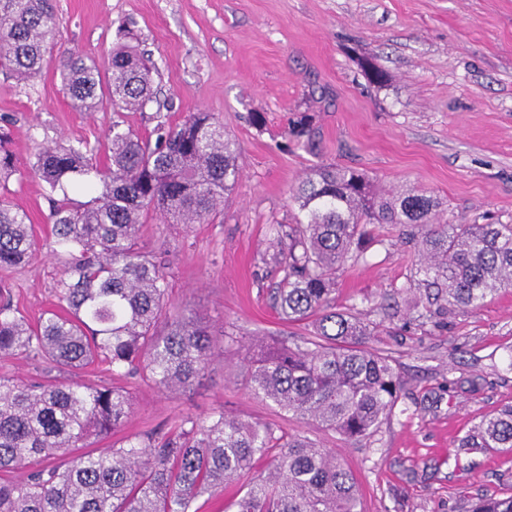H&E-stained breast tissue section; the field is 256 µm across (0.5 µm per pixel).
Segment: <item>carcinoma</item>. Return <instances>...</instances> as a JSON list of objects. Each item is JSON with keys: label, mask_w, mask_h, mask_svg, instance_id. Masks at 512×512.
<instances>
[{"label": "carcinoma", "mask_w": 512, "mask_h": 512, "mask_svg": "<svg viewBox=\"0 0 512 512\" xmlns=\"http://www.w3.org/2000/svg\"><path fill=\"white\" fill-rule=\"evenodd\" d=\"M59 19L52 0H0V66L26 83L55 47ZM65 93L81 112L141 110L153 101L152 66L126 44L98 63L78 53L55 58ZM0 131V186L19 172ZM107 165L99 148L42 147L32 168L50 192L53 253L62 257L59 308L36 324L17 315L0 287V359L41 356L71 369L102 359L112 371L138 375L161 391L194 387L215 355L208 326L168 307V272L137 247L142 224H211L239 179L238 144L206 112L182 123L160 121L141 136L112 123ZM74 188L91 196L70 198ZM295 223L272 228L288 251L278 261L275 296L281 318L311 322L308 335L261 343L247 354L253 393L300 422L352 441L371 436L398 402L402 379L392 356L371 347L377 327L336 309V270L385 233L408 228L424 260V285L438 312L478 307L512 288V224L438 220L441 203L415 188L374 189L349 166L313 171L294 191ZM44 238L27 213L0 193V270L22 268ZM167 332H158L160 324ZM131 393L24 382L0 374V471L37 469L0 480V512H197L196 499L250 478L235 512H360L357 479L333 451L299 432L223 412L185 415L168 431L133 434L99 451L91 438L121 431ZM460 448L512 450V405L485 416ZM269 457L268 472L251 475ZM472 512H512V496L477 503Z\"/></svg>", "instance_id": "obj_1"}]
</instances>
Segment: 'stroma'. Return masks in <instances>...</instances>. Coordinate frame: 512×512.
I'll return each instance as SVG.
<instances>
[{
	"label": "stroma",
	"instance_id": "35a3bbf8",
	"mask_svg": "<svg viewBox=\"0 0 512 512\" xmlns=\"http://www.w3.org/2000/svg\"><path fill=\"white\" fill-rule=\"evenodd\" d=\"M53 3L59 44L98 62L129 24L156 66V99L137 112H80L54 65L26 84L0 71V127L20 168L9 196L47 234L49 190L31 169L39 147H101L116 121L146 134L158 114L175 125L211 113L242 148L223 222L184 226L153 215L138 245L165 261L172 311L196 312L221 352L186 394L114 377L101 361L72 371L30 356L0 362V373L125 388L129 434L220 411L300 431L354 472L364 512H471L478 499L512 495L511 451L457 446L483 417L512 405V288L449 317L415 306L428 291L404 236L371 245L336 272L337 308L378 325L373 345L392 351L403 380L372 436L350 441L292 420L257 398L244 373L256 338L305 332L273 306L281 276L270 239L273 224L293 222L291 192L317 166L363 169L383 192L417 187L446 202L450 219L512 224V0ZM302 119L307 147L290 133ZM61 271L60 258L45 252L0 271V281L34 322L56 307Z\"/></svg>",
	"mask_w": 512,
	"mask_h": 512
}]
</instances>
